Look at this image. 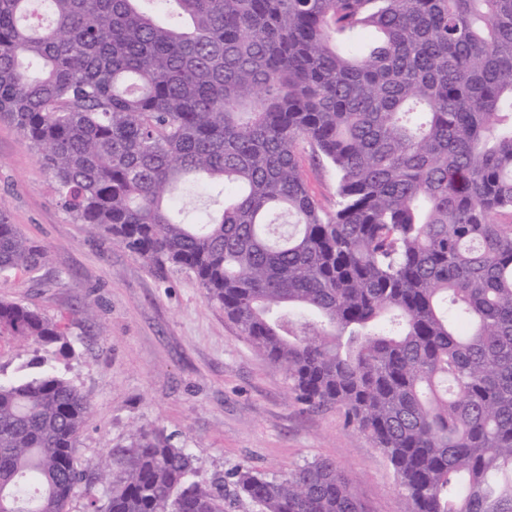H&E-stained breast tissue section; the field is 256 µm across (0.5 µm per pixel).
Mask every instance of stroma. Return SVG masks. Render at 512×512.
<instances>
[{
	"mask_svg": "<svg viewBox=\"0 0 512 512\" xmlns=\"http://www.w3.org/2000/svg\"><path fill=\"white\" fill-rule=\"evenodd\" d=\"M1 210L50 251L48 266L17 273L0 284V296L69 319L73 355L53 365L92 403L78 467L109 456L133 426L160 428L190 448L200 477L240 465L279 475L326 459L347 475L365 512H408L388 458L346 427L341 410H309L290 398L284 372L252 349L192 275L149 268L76 223L39 156L3 118ZM88 303L95 313L86 320ZM45 356L0 335V380L28 374Z\"/></svg>",
	"mask_w": 512,
	"mask_h": 512,
	"instance_id": "obj_1",
	"label": "stroma"
}]
</instances>
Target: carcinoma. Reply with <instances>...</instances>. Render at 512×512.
I'll return each mask as SVG.
<instances>
[{"label": "carcinoma", "instance_id": "cac0c4a2", "mask_svg": "<svg viewBox=\"0 0 512 512\" xmlns=\"http://www.w3.org/2000/svg\"><path fill=\"white\" fill-rule=\"evenodd\" d=\"M33 2L0 0V118L63 207L190 272L298 403L387 455L408 512H512V0ZM187 181L217 189L195 223ZM47 263L1 210L0 282ZM3 333L71 351L0 297ZM44 364L0 383V512H226L161 429L78 468L91 403ZM232 478L260 512H363L327 460ZM305 178L311 192L322 206L332 211L336 203V174L328 166H319L307 158L303 162Z\"/></svg>", "mask_w": 512, "mask_h": 512}]
</instances>
